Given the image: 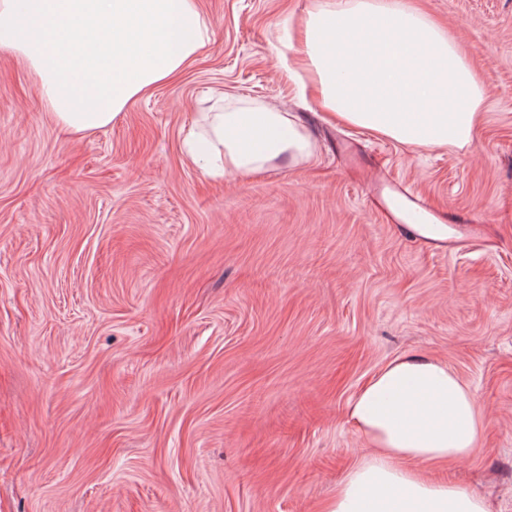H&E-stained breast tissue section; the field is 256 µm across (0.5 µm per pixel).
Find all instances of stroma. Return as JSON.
Returning a JSON list of instances; mask_svg holds the SVG:
<instances>
[{
  "mask_svg": "<svg viewBox=\"0 0 512 512\" xmlns=\"http://www.w3.org/2000/svg\"><path fill=\"white\" fill-rule=\"evenodd\" d=\"M313 2L200 0L212 42L86 136L0 55V512H319L369 452L345 404L404 353L486 423L445 477L512 512V0H417L484 81L462 149L300 101L278 58ZM220 96L301 113L310 158L203 175L183 141ZM395 180L448 250L404 232Z\"/></svg>",
  "mask_w": 512,
  "mask_h": 512,
  "instance_id": "obj_1",
  "label": "stroma"
}]
</instances>
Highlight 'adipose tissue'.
I'll list each match as a JSON object with an SVG mask.
<instances>
[{"label": "adipose tissue", "instance_id": "obj_1", "mask_svg": "<svg viewBox=\"0 0 512 512\" xmlns=\"http://www.w3.org/2000/svg\"><path fill=\"white\" fill-rule=\"evenodd\" d=\"M199 0H0V54L23 61L63 129L90 134L136 96L177 77L212 40ZM286 67L336 121L410 147H464L485 87L464 47L415 0H315ZM185 148L213 178L256 176L311 154L297 114L225 107L196 119ZM371 447L321 512H489L434 468L470 456L486 424L447 362L395 357L346 404Z\"/></svg>", "mask_w": 512, "mask_h": 512}]
</instances>
